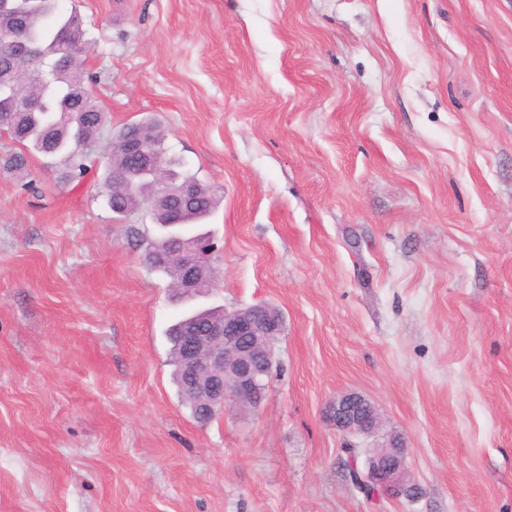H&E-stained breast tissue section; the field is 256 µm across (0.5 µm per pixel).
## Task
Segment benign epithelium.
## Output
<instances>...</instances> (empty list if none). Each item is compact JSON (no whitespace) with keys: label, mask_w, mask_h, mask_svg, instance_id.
Returning a JSON list of instances; mask_svg holds the SVG:
<instances>
[{"label":"benign epithelium","mask_w":512,"mask_h":512,"mask_svg":"<svg viewBox=\"0 0 512 512\" xmlns=\"http://www.w3.org/2000/svg\"><path fill=\"white\" fill-rule=\"evenodd\" d=\"M148 134L139 127L127 144L128 154H148ZM163 251L181 258V268L172 291L182 296H200L213 290L211 266L215 246L204 235H169ZM283 330L282 314L267 306L220 310L201 318L183 319L178 350L190 390L202 400L199 415L209 419L232 402L255 407L262 401V380L269 376L273 354L268 337ZM329 422L350 438L347 447L368 457L369 477L387 497L414 500L419 492L407 478L403 443L395 437L378 438L380 427L375 407L364 396L350 392L332 402ZM373 438L375 443L364 444Z\"/></svg>","instance_id":"benign-epithelium-1"}]
</instances>
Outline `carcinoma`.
<instances>
[{"mask_svg":"<svg viewBox=\"0 0 512 512\" xmlns=\"http://www.w3.org/2000/svg\"><path fill=\"white\" fill-rule=\"evenodd\" d=\"M29 8L30 15L20 23L11 11L0 10V27L23 26L16 39H0V133L44 157L58 180L70 184L88 173V156L78 142L101 138L107 115L92 91L79 84L87 47L80 14L60 12L58 0H32ZM28 103L34 108L23 110ZM150 127L148 152L161 156L166 180L156 178L143 161L127 155L125 144L134 130L128 124L108 138L104 185H112V178L119 176L133 189L116 196L107 191L108 207L118 215L187 185L195 195L183 208L182 223H203L215 211L220 196L196 175L176 170L175 162L167 156L165 131L155 122ZM178 327L176 323L169 330L170 362L178 393L196 418L195 402L183 390L176 352Z\"/></svg>","mask_w":512,"mask_h":512,"instance_id":"cac0c4a2","label":"carcinoma"}]
</instances>
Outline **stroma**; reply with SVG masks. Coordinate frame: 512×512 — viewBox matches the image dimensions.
<instances>
[{
	"label": "stroma",
	"instance_id": "1",
	"mask_svg": "<svg viewBox=\"0 0 512 512\" xmlns=\"http://www.w3.org/2000/svg\"><path fill=\"white\" fill-rule=\"evenodd\" d=\"M112 129L222 198L196 307L280 310L258 408L201 423L186 311L92 152L0 177V512H512V0H60ZM357 392L416 501L367 498L327 421Z\"/></svg>",
	"mask_w": 512,
	"mask_h": 512
}]
</instances>
